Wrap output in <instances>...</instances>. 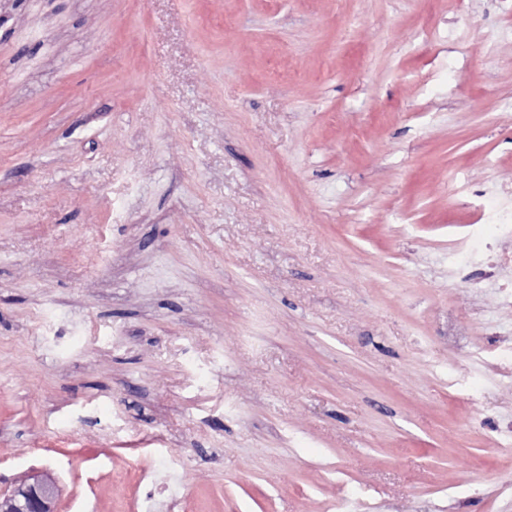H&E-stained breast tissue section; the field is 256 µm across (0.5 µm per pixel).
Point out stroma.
I'll return each mask as SVG.
<instances>
[{"label": "stroma", "mask_w": 512, "mask_h": 512, "mask_svg": "<svg viewBox=\"0 0 512 512\" xmlns=\"http://www.w3.org/2000/svg\"><path fill=\"white\" fill-rule=\"evenodd\" d=\"M512 0H0V490L512 512ZM500 200L489 209H482L478 222L494 224L497 237H512V192L510 190L493 191ZM455 250L457 254V279L459 283L467 288H485L493 275L476 273L474 267L480 262L476 254L471 251L467 237L460 238L455 243Z\"/></svg>", "instance_id": "35a3bbf8"}]
</instances>
